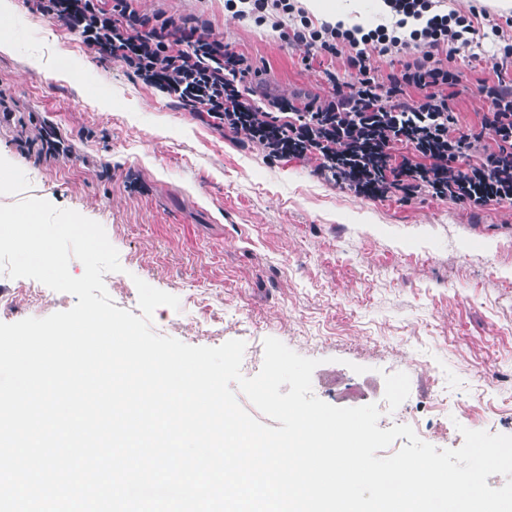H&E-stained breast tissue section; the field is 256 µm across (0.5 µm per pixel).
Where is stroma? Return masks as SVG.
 I'll list each match as a JSON object with an SVG mask.
<instances>
[{
  "label": "stroma",
  "instance_id": "35a3bbf8",
  "mask_svg": "<svg viewBox=\"0 0 512 512\" xmlns=\"http://www.w3.org/2000/svg\"><path fill=\"white\" fill-rule=\"evenodd\" d=\"M133 7L204 22L252 59L260 97L311 101L327 92L328 68L355 80L345 56L304 62V48L224 0ZM0 14V204L40 198L100 223L122 265L103 277L116 307L137 311L138 278L176 295L179 309L158 307L153 331L191 346L242 340L246 377L276 338L317 360L318 398L377 404L379 428L410 425L440 450L459 448L464 427L512 435V205L356 195L312 157L272 160L216 129L24 0ZM494 51L483 39L448 61L461 126L487 109L476 86ZM76 301L47 287L31 297L0 272V322Z\"/></svg>",
  "mask_w": 512,
  "mask_h": 512
}]
</instances>
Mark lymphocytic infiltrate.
Here are the masks:
<instances>
[{
	"mask_svg": "<svg viewBox=\"0 0 512 512\" xmlns=\"http://www.w3.org/2000/svg\"><path fill=\"white\" fill-rule=\"evenodd\" d=\"M26 2L189 111L258 143L267 156H315L320 172L342 188L374 199L428 194L473 207L512 204V16L501 21L476 7L441 14L437 0H384L391 24L366 31L313 25L291 0H225L259 24L271 10L287 16L289 41L314 56L346 54L356 73L344 87L327 72L330 89L317 100L298 105L275 97L260 106L248 84L252 60L211 39L198 22L144 17L132 0ZM479 32L502 48L493 78L477 82L488 109L479 128L466 130L452 109L458 76L445 58ZM369 44L378 57L402 55L400 72L380 75L365 51Z\"/></svg>",
	"mask_w": 512,
	"mask_h": 512,
	"instance_id": "1",
	"label": "lymphocytic infiltrate"
}]
</instances>
